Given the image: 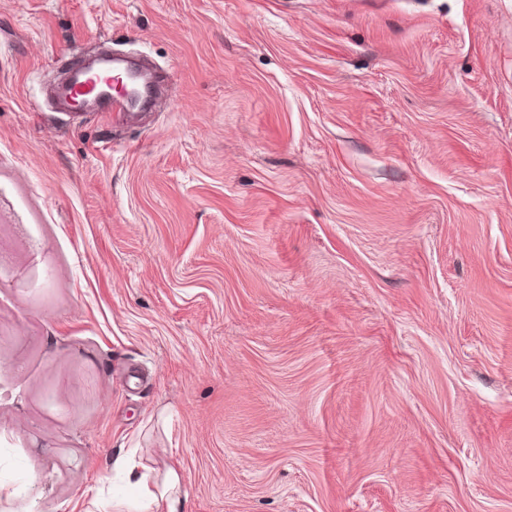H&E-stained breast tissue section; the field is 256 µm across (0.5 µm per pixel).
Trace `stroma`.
<instances>
[{"label": "stroma", "mask_w": 512, "mask_h": 512, "mask_svg": "<svg viewBox=\"0 0 512 512\" xmlns=\"http://www.w3.org/2000/svg\"><path fill=\"white\" fill-rule=\"evenodd\" d=\"M149 66L136 119L67 60ZM512 512V0H0V512ZM112 71L114 70L112 69L102 73H85L77 70L74 74V80L72 84L66 90L65 103L67 107L71 111L75 112L77 111L76 104L78 102L94 96H101L98 112H124L128 106H130L128 97L133 103H136L139 98V90L133 84L128 89L125 88L128 97L126 94H119L117 96L112 95L113 83H121L124 86L128 85L127 83L123 82L119 74L116 76L103 75L104 73ZM97 75L108 77V79L106 81L97 79L95 80ZM106 84L111 87V90L108 92V94H105V90H107ZM128 484L136 495L129 500L116 503L114 512H190L188 497L183 490L184 475L175 467H167L161 478H152L148 473L135 468H126Z\"/></svg>", "instance_id": "35a3bbf8"}]
</instances>
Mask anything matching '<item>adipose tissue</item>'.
Wrapping results in <instances>:
<instances>
[{
    "instance_id": "obj_1",
    "label": "adipose tissue",
    "mask_w": 512,
    "mask_h": 512,
    "mask_svg": "<svg viewBox=\"0 0 512 512\" xmlns=\"http://www.w3.org/2000/svg\"><path fill=\"white\" fill-rule=\"evenodd\" d=\"M112 466L125 470L128 484L136 491L134 498L118 501L122 512H188L184 475L178 468H167L162 477L154 478L127 467L125 455L120 451L114 453Z\"/></svg>"
}]
</instances>
